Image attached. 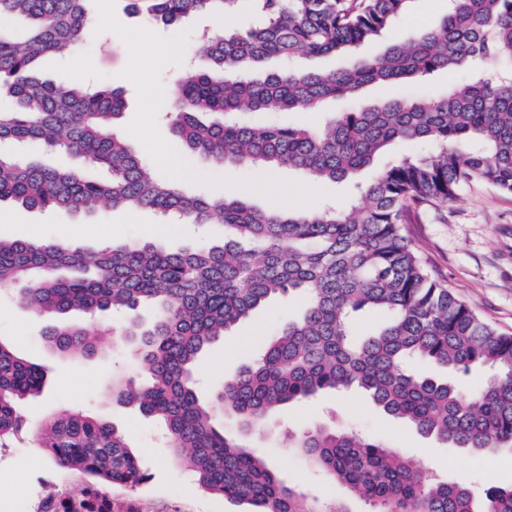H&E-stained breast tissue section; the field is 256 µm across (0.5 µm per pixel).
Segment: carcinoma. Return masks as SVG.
Returning a JSON list of instances; mask_svg holds the SVG:
<instances>
[{
  "label": "carcinoma",
  "mask_w": 512,
  "mask_h": 512,
  "mask_svg": "<svg viewBox=\"0 0 512 512\" xmlns=\"http://www.w3.org/2000/svg\"><path fill=\"white\" fill-rule=\"evenodd\" d=\"M95 0H0V17L27 23L17 41L0 30V144L62 149L82 160L60 171L0 155V202L78 215L101 206L148 208L193 224L224 225L220 245L171 252L153 243L96 250L53 241L0 239V288L41 315L69 311L135 312L158 305L126 335L148 375L145 385L115 380L107 395L167 429L173 461L209 493L248 512H348L336 499L320 506L281 478L268 459L239 443L215 413L240 427L268 425L271 412L324 392L358 390L389 416L471 454L512 453V335L498 332L436 278L412 245L409 225L475 182L512 195V0H448L440 22L394 39L386 51L337 71L262 72L269 58L349 52L399 26L411 0H252L258 23L205 39L204 70L170 86L171 127L183 150L214 164L258 171L288 168L339 182L373 165L396 144L427 143L357 185L352 201L315 210L258 209L243 195L211 200L151 178L116 130L124 92L110 85H55L39 60L89 39ZM239 0H133L146 21L176 26L226 13ZM470 72L438 97L391 98L340 112L309 127L245 123L238 115L317 112L335 98H356L371 84L408 83L436 71ZM296 295L290 319L262 353L202 401L195 376L204 352L269 301ZM387 313L364 339L355 318ZM43 340L91 357L97 340L76 322L48 323ZM490 371L479 385L465 378ZM45 370L0 341V447L32 432L51 461L86 479L81 497L43 512H114L103 489L132 490L144 479L130 437L83 409L46 416L34 429L21 402L40 394ZM286 447L373 512H512V482L476 500L446 479L423 481L412 461L384 443L335 426L297 429Z\"/></svg>",
  "instance_id": "cac0c4a2"
}]
</instances>
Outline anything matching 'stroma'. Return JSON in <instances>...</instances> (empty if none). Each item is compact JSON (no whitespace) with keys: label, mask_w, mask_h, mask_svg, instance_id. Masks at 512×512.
<instances>
[{"label":"stroma","mask_w":512,"mask_h":512,"mask_svg":"<svg viewBox=\"0 0 512 512\" xmlns=\"http://www.w3.org/2000/svg\"><path fill=\"white\" fill-rule=\"evenodd\" d=\"M130 0H108L112 23L105 37L62 58L45 60L43 78L55 82L104 84L122 88L127 108L118 125L120 134L142 155L151 177L177 179L188 194L223 197L238 187L258 208L276 206L266 184L289 191L297 208H320L351 199V182H318L293 170L257 171L237 165L216 167L194 159L184 162L166 119L174 108L167 90L187 66L207 68L196 48L204 37L220 35L224 24L246 28L257 23L251 0H238L227 18L205 16L193 23L165 27L134 14ZM463 73L436 72L414 82L365 89L359 98L331 100L321 112H277L269 121L309 125L388 97L435 95L449 81L463 80ZM73 233V244L96 249L107 243L131 245L155 242L168 250L217 244L224 238L220 224L169 223L152 210L100 208L89 216L66 211L26 210L10 202L0 204V238L42 240L56 238L62 229ZM410 237L435 275L473 310L499 331L512 334V196L475 183L441 211L422 213L411 225ZM300 312L298 300L278 299L256 310L217 343L198 371V392L210 396L248 359L256 356L266 338ZM45 319L18 305L9 295L0 296V341L19 355L43 366L48 374L41 395L22 406L30 424L67 409L90 410L124 429L138 447L146 478L135 489L113 490V502L122 512H237L236 504L199 487L195 477L173 465L163 442L162 426L140 415L130 405L104 399L113 377L140 380L143 370L126 337L106 336L96 356L61 355L43 342ZM339 417L347 429L381 440L411 458L425 476L439 475L463 486L482 490L489 484L512 481V454L500 451L474 456L419 435L372 404L362 393H327L276 409L263 430L245 435L247 445L265 454L285 480L323 501L344 499L349 512H370L363 501L346 496L283 443L288 428H312ZM83 484L82 477L58 468L32 437L0 449V512H43L49 494L65 495Z\"/></svg>","instance_id":"35a3bbf8"}]
</instances>
